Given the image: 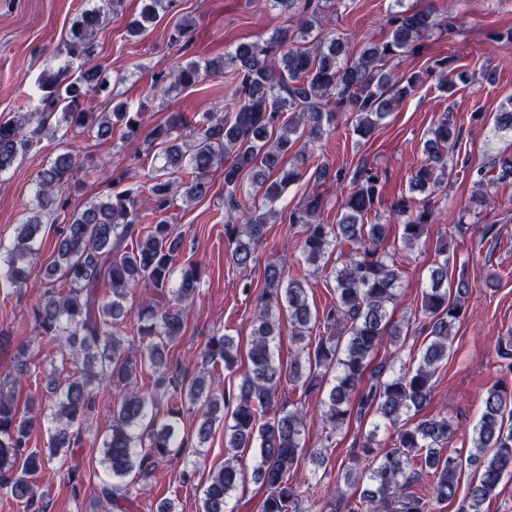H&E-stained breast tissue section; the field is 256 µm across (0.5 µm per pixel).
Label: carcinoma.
Wrapping results in <instances>:
<instances>
[{"mask_svg":"<svg viewBox=\"0 0 512 512\" xmlns=\"http://www.w3.org/2000/svg\"><path fill=\"white\" fill-rule=\"evenodd\" d=\"M143 2L139 18L129 24L135 35L146 31L171 0ZM271 2L289 24L203 64L177 62L157 79L174 92L194 87L206 76L222 78L228 72L234 83L233 110L222 116L205 115L190 143L180 134L188 121L180 112L170 113L149 133L151 143L161 147L163 159L149 186L128 187L69 214L31 308L42 333L58 338L74 364L65 380L53 378L48 383L52 394L44 413L50 423L48 452L28 448L35 419L17 413V378L0 381V495L24 504L25 512H45L35 490L36 476L45 473L53 459L65 461L74 452L82 439V423L94 411L97 393L105 388L113 391L112 429L101 443V463L109 479L102 488L106 497L123 494L128 489L126 478L144 480L173 449L188 447L178 426V401L186 397L204 400L198 443H206L221 424L228 454L224 466L203 488L201 512H224L226 499L244 478L240 453L255 446L259 451L252 477L267 491L261 512H306L290 472L299 457L317 460L321 453H307L300 409L276 413L273 406L285 382L309 391L322 385L324 371L333 373L321 413L330 434L347 426L353 411L359 420L370 411L379 419L361 453L350 458L344 475L350 479L353 467L367 458L361 479L368 481V488L357 497L336 489L337 506L330 512H431V499L419 495L417 488L427 486L432 499L451 501L465 464L475 468L477 477L460 512H485L486 500L497 495L504 478L512 477V387L506 381L487 391L474 428L475 452L464 460L442 455V447L454 436L447 414L413 421L433 401L432 378L448 362L460 301L471 291L465 276L450 270L446 244L438 247L442 259L430 267L423 293L422 309L430 331L418 363L410 367L402 361L389 375V361L399 359L398 355L375 362L383 339L388 336L397 342L402 330L389 316L400 269L395 254L383 247L385 225L376 223L384 186L372 167L355 170L337 223L323 222L319 195L308 196L288 215L289 223L302 227V262L314 271L325 269L321 261L326 255L347 249L342 265L327 273L334 282L336 303L324 314V334L315 347H309L308 339L319 317L308 301L306 279H287L284 266L270 262L237 391H225L221 381L205 371L189 378L168 362L166 348L183 332L187 306L199 291L202 274L197 265L175 267L182 235L161 218L172 201L170 176L185 177L183 197L194 202L211 190L213 168H224V233L232 245L233 264L248 269L267 224L280 214L276 203L302 177V168L284 165V157L296 150L302 138H322L343 112L352 113L354 132L362 138L371 136L422 82L416 73L392 79L387 64L402 52L417 51L432 31L453 30L452 24L438 20L431 7L400 8L386 20L390 39L357 52L320 17L326 11L323 3L335 0ZM121 3L89 0L72 22L63 60L38 79L37 106L0 122V176L40 143L58 114L57 127L67 132L107 137L119 124L126 138L139 136L142 113L131 111L127 103L113 104L110 112H94L85 104L90 94L110 88L109 75L90 62L99 29ZM316 27L319 33L313 37ZM492 120L496 132L512 134V98L501 104ZM457 142L453 113L446 112L428 132L423 145L427 159L411 178L412 195H402L391 205L392 214L401 220V241L407 248L427 235L436 220L431 200L418 201L413 193L436 194L448 175L450 152ZM76 167V155L68 149L37 172L31 207L16 225L11 244L0 250V278L14 287H28V269L50 216L69 209L65 185ZM492 168L496 177L477 181V194L483 198L490 196L495 184L512 182V153L497 157ZM246 175L250 189L243 193ZM140 288H150L155 295L134 308L128 298ZM283 312L301 344L286 368L274 352ZM239 357V343L227 334L210 336L202 355L204 365L222 364L227 370L238 368ZM139 371L150 373L154 387L170 396L162 423L155 396L133 381ZM382 429L393 430L387 450L377 442Z\"/></svg>","mask_w":512,"mask_h":512,"instance_id":"cac0c4a2","label":"carcinoma"}]
</instances>
